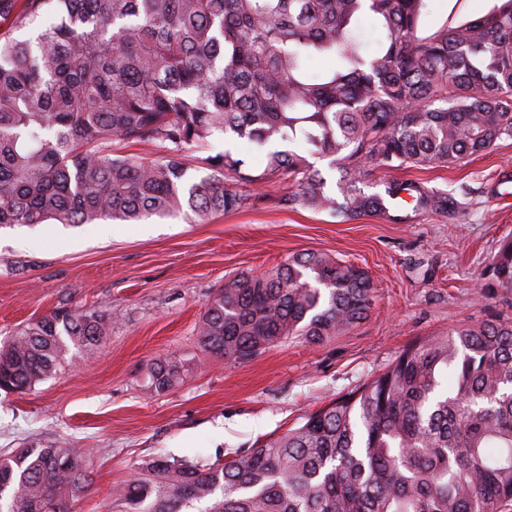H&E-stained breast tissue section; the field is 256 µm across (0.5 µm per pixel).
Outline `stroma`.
<instances>
[{
    "mask_svg": "<svg viewBox=\"0 0 512 512\" xmlns=\"http://www.w3.org/2000/svg\"><path fill=\"white\" fill-rule=\"evenodd\" d=\"M502 0H430L426 37ZM400 178L464 197L453 218L343 222L304 208L258 205L194 224L183 217L116 224L0 227V342L61 309L99 308L112 334L25 393L0 391V455L27 445L89 449L94 484L74 512H114L112 488L146 458L228 461L297 427L306 415L381 372L406 345L460 324L512 318V292L480 285L512 236V138L452 167ZM304 250L363 267L376 298L367 319L320 345L285 343L229 364L203 352L204 307L225 280L271 269ZM186 364L183 382L151 395L146 365Z\"/></svg>",
    "mask_w": 512,
    "mask_h": 512,
    "instance_id": "35a3bbf8",
    "label": "stroma"
}]
</instances>
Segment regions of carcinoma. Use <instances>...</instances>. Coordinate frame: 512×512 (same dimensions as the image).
I'll use <instances>...</instances> for the list:
<instances>
[{
  "instance_id": "cac0c4a2",
  "label": "carcinoma",
  "mask_w": 512,
  "mask_h": 512,
  "mask_svg": "<svg viewBox=\"0 0 512 512\" xmlns=\"http://www.w3.org/2000/svg\"><path fill=\"white\" fill-rule=\"evenodd\" d=\"M428 0H0V225L207 224L268 200L344 221L461 202L374 171L457 165L512 137V0L427 37ZM35 29L24 38L15 32ZM224 137L266 149L258 170ZM150 144L147 159L112 149ZM328 161L335 179L309 158ZM207 174L196 176L199 165ZM288 177L278 195L253 193ZM512 291V238L488 265ZM362 267L299 252L208 300L202 350L243 362L351 332L373 307ZM112 316L54 312L0 346V389L24 394L102 347ZM180 360L147 365L153 392ZM93 479L81 448L0 456V512H73ZM122 512H512V320L458 325L227 462L158 455L117 485Z\"/></svg>"
}]
</instances>
